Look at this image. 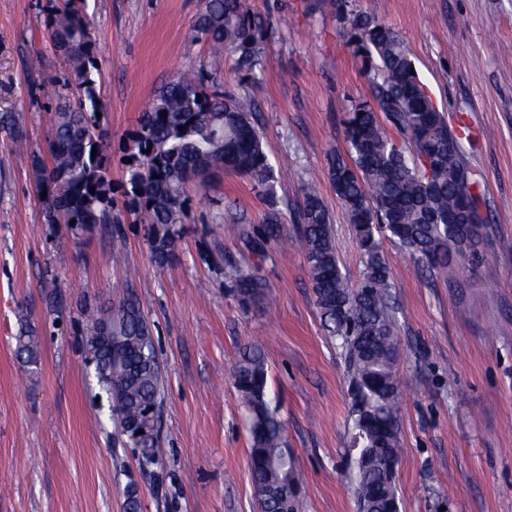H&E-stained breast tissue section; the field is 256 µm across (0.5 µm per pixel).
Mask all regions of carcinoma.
<instances>
[{"label":"carcinoma","instance_id":"1","mask_svg":"<svg viewBox=\"0 0 512 512\" xmlns=\"http://www.w3.org/2000/svg\"><path fill=\"white\" fill-rule=\"evenodd\" d=\"M344 23L353 54L368 74L369 96L347 113L346 150L330 154L328 176L362 254L360 281L349 283L339 268L330 214L314 188L304 191L298 237L321 325L341 349L348 374L352 444L358 447L352 452L358 512H391L397 497L386 465L402 458V382L395 371L399 342L390 304L392 276L381 239L398 244L418 269L431 274L448 267L453 251H461L459 257L471 264L478 244L472 225L450 224L448 217L461 216L469 207L477 215L485 199L477 174L462 157L460 134L426 92L403 38L368 15L351 13ZM90 27L77 0H67L65 8L50 14V43L69 62L64 87L70 93L58 95L48 134L58 150L47 161L39 155L29 161L36 192H47L42 200L46 223H55L61 212L71 229L83 232L91 231V224L124 223L113 196L107 132L94 131L102 103ZM193 28L214 56L231 57L236 70L247 75L259 65L272 31L270 17L254 11L248 0H204ZM119 162L126 210L149 226L150 249L159 266L175 257L174 226L181 223L187 183L204 186L217 170L249 178L268 200L264 224L245 238L251 251L261 252L285 237L275 208L274 169L251 109L234 94L206 86L200 75L182 73L159 88ZM224 275L241 304L263 302L260 278L232 265ZM87 320L89 329L106 324L110 335L120 337L116 350L89 338L85 350L95 361L117 432L138 449L140 469L151 472L164 456L157 430L164 378L150 326L132 297L87 313ZM15 340L17 355L38 366L33 331L23 325ZM233 378L249 420V468L261 512H296L295 461L267 397V363L260 345L242 350ZM142 427L153 429L150 439L132 440L131 432Z\"/></svg>","mask_w":512,"mask_h":512}]
</instances>
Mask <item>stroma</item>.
Returning <instances> with one entry per match:
<instances>
[{"label":"stroma","instance_id":"obj_1","mask_svg":"<svg viewBox=\"0 0 512 512\" xmlns=\"http://www.w3.org/2000/svg\"><path fill=\"white\" fill-rule=\"evenodd\" d=\"M273 29L252 75L214 61L195 40L202 0H83L92 23L108 144L120 157L156 91L177 72H202L250 101L277 177L283 242L251 252L245 238L268 204L231 171L186 187L175 258L156 266L148 227L81 235L49 224L28 159L45 155L53 79L67 70L48 42L49 6L0 0V512H259L250 436L232 372L259 341L268 390L300 474L298 512H357L349 454L352 398L340 349L321 326L296 223L316 185L332 216L342 274L358 282L360 251L328 180L344 148L343 118L367 94L337 0H250ZM404 39L435 104L469 130L461 150L478 175L487 219L479 257L433 275L383 241L396 302L405 384L400 512H512V0H348ZM256 273L265 300L245 308L225 263ZM135 297L166 385L156 474H143L120 437L85 353L81 308ZM39 341L37 368L16 354L20 326Z\"/></svg>","mask_w":512,"mask_h":512}]
</instances>
